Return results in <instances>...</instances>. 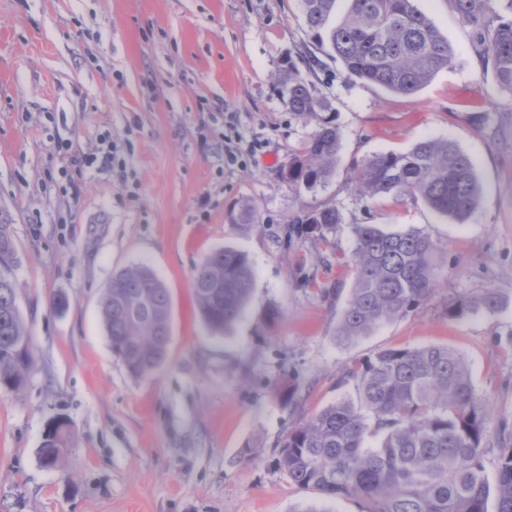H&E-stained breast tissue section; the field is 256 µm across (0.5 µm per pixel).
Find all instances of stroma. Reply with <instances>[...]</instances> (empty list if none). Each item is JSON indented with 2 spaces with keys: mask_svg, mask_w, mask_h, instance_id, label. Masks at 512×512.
<instances>
[{
  "mask_svg": "<svg viewBox=\"0 0 512 512\" xmlns=\"http://www.w3.org/2000/svg\"><path fill=\"white\" fill-rule=\"evenodd\" d=\"M414 4L447 38L452 66L402 95L326 60L313 82L342 139L330 181L308 192L280 170L314 126L274 83L283 57L310 44L299 0H0V215L14 230L34 360L19 393L0 392V512H364L360 497L329 502L295 485L279 450L343 396L346 365L391 347L458 352L489 429L512 417V94L449 0ZM105 134L112 166H77ZM424 138L448 139L474 163L482 199L464 223L407 197L354 193L366 156ZM243 201L259 223L226 221ZM326 202L343 217L335 234L287 239L289 220ZM355 224L422 230L447 281L416 310L340 342ZM227 245L248 254L255 281L218 339L191 281ZM138 264L172 298L168 358L147 377L113 354L100 314L113 275ZM488 287L501 310L449 317V302ZM57 422L67 452L49 469L39 449Z\"/></svg>",
  "mask_w": 512,
  "mask_h": 512,
  "instance_id": "stroma-1",
  "label": "stroma"
}]
</instances>
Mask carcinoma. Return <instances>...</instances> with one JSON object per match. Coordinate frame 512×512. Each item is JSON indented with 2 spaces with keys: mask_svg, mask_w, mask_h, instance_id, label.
Wrapping results in <instances>:
<instances>
[{
  "mask_svg": "<svg viewBox=\"0 0 512 512\" xmlns=\"http://www.w3.org/2000/svg\"><path fill=\"white\" fill-rule=\"evenodd\" d=\"M316 49L339 59L347 77L411 95L448 67L453 50L414 0H349L332 21L336 0H299ZM473 29L472 49L492 66L499 85L512 93V17L494 0H449ZM288 111L311 119L315 129L288 162V185L316 191L333 175L341 131L335 109L288 57L276 76ZM359 200L409 197L439 215L465 221L478 206L481 186L470 157L444 139H421L405 153L375 152L353 176ZM230 224H257V207L245 201L228 211ZM343 223L325 203L292 221L288 235L304 237ZM355 281L337 336L354 341L379 324L406 315L427 300L442 278L436 245L420 229L387 231L378 224L352 225ZM17 262L12 225L0 219V390L18 393L33 358L30 336L16 304L12 270ZM253 266L230 246L206 255L191 287L199 314L214 334L230 332L252 297ZM502 305L493 288L456 299L448 314L494 313ZM172 302L150 268L132 266L112 276L101 317L112 352L137 377L166 361ZM343 396L288 432L279 465L293 483L329 498L362 497L367 512H512V425L488 430L489 407L477 392L467 362L446 346L386 348L341 370ZM495 442L494 480L485 460ZM67 444L64 424L45 433L41 460L58 465Z\"/></svg>",
  "mask_w": 512,
  "mask_h": 512,
  "instance_id": "carcinoma-1",
  "label": "carcinoma"
}]
</instances>
